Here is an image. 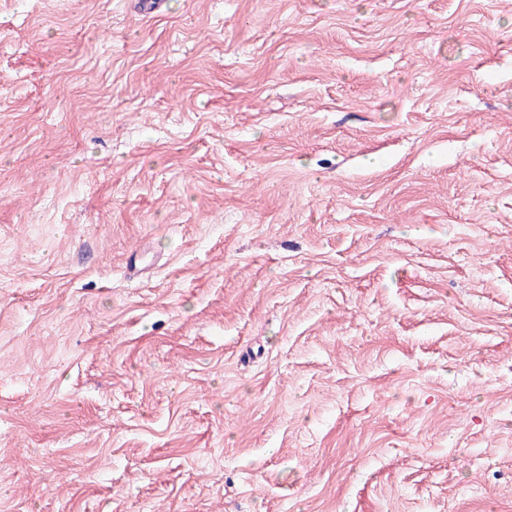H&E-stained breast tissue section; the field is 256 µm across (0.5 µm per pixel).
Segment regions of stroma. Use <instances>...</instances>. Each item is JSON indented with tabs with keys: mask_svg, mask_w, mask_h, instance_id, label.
<instances>
[{
	"mask_svg": "<svg viewBox=\"0 0 512 512\" xmlns=\"http://www.w3.org/2000/svg\"><path fill=\"white\" fill-rule=\"evenodd\" d=\"M0 512H512V0H0Z\"/></svg>",
	"mask_w": 512,
	"mask_h": 512,
	"instance_id": "obj_1",
	"label": "stroma"
}]
</instances>
